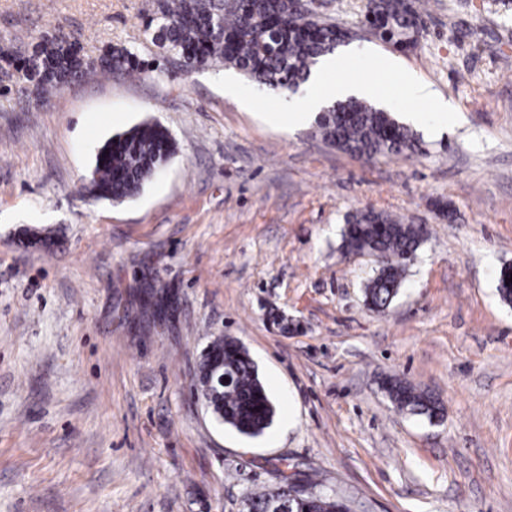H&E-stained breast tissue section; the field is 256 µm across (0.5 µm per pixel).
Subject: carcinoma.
Segmentation results:
<instances>
[{
	"mask_svg": "<svg viewBox=\"0 0 512 512\" xmlns=\"http://www.w3.org/2000/svg\"><path fill=\"white\" fill-rule=\"evenodd\" d=\"M416 11L406 0H368L361 24L381 40L400 47L416 44ZM153 43L188 66L222 64L250 81L289 94L305 84L321 59L349 37V30L302 11L297 0H156ZM23 75L24 94L45 98L86 76L149 71V64L125 48H108L95 63L85 62L80 43L63 33L44 35L21 58L8 42L0 43V72ZM322 140L350 155L372 159L415 150L416 132L391 113L365 100L337 101L316 120ZM177 151L169 131L144 122L113 136L99 149L92 187L100 198L122 203L138 195L156 177V169ZM426 238L421 225L407 224L385 211L360 210L349 216L341 250L356 247L381 258L364 289L365 305L382 312L398 294L407 264ZM512 269L497 278L500 298L512 303ZM212 356L224 357L230 384L213 393L207 388ZM200 397L213 419L238 434L254 438L269 429L276 406L248 351L236 340L214 338L196 373ZM396 410L440 422L444 407L432 393L397 378L382 384ZM292 487L281 482L275 492H259L247 512H272L288 501ZM293 512H350L347 501L329 492L311 491L292 501Z\"/></svg>",
	"mask_w": 512,
	"mask_h": 512,
	"instance_id": "1",
	"label": "carcinoma"
}]
</instances>
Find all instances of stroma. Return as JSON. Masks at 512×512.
I'll return each mask as SVG.
<instances>
[{
    "label": "stroma",
    "mask_w": 512,
    "mask_h": 512,
    "mask_svg": "<svg viewBox=\"0 0 512 512\" xmlns=\"http://www.w3.org/2000/svg\"><path fill=\"white\" fill-rule=\"evenodd\" d=\"M412 5L416 48L359 30L332 77L382 78L387 111L437 125L411 73L456 121L366 161L289 124L298 97L182 70L152 42L155 0H0V41L21 53L63 32L86 60L124 47L151 67L44 102L0 79V512H245L284 462L353 512H512V305L497 293L512 264V0ZM146 121L176 154L138 197L96 198L98 149ZM364 208L427 229L381 313L363 295L374 255L340 249ZM217 336L248 350L276 404L262 436L197 396ZM390 376L433 392L443 421L396 411ZM405 83L413 97L435 108L441 116L440 122L447 123L448 125V118L453 119L452 116H448V113H453L455 111L449 110L448 104L444 105L443 103H440L429 85L419 81L411 74H407L405 76Z\"/></svg>",
    "instance_id": "35a3bbf8"
}]
</instances>
